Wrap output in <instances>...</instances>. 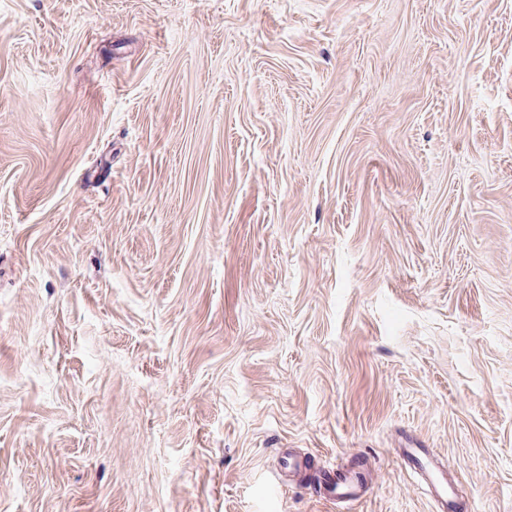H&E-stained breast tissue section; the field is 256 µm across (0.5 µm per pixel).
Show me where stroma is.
<instances>
[{"instance_id":"1","label":"stroma","mask_w":512,"mask_h":512,"mask_svg":"<svg viewBox=\"0 0 512 512\" xmlns=\"http://www.w3.org/2000/svg\"><path fill=\"white\" fill-rule=\"evenodd\" d=\"M412 440L512 512V0H0V512Z\"/></svg>"}]
</instances>
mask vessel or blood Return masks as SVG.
<instances>
[{
    "mask_svg": "<svg viewBox=\"0 0 512 512\" xmlns=\"http://www.w3.org/2000/svg\"><path fill=\"white\" fill-rule=\"evenodd\" d=\"M413 484L433 500L436 512H458L461 501L456 482L435 449L415 446L397 451ZM379 474L370 459L353 463L345 469H329L320 477L321 491L336 502L354 506L362 501L371 482Z\"/></svg>",
    "mask_w": 512,
    "mask_h": 512,
    "instance_id": "obj_1",
    "label": "vessel or blood"
}]
</instances>
